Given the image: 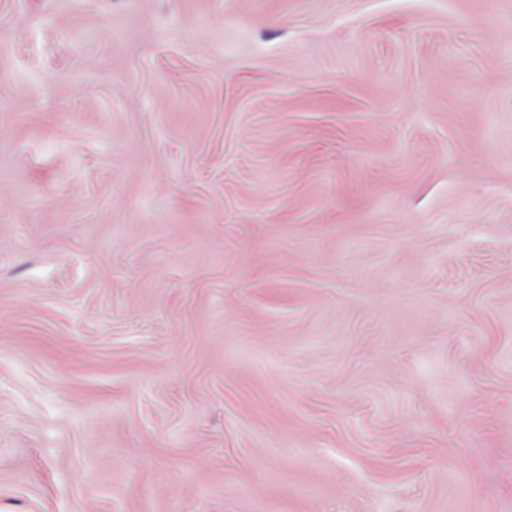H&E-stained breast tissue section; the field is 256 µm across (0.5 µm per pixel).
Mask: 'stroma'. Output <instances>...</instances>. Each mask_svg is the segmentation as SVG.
Segmentation results:
<instances>
[{"instance_id":"35a3bbf8","label":"stroma","mask_w":512,"mask_h":512,"mask_svg":"<svg viewBox=\"0 0 512 512\" xmlns=\"http://www.w3.org/2000/svg\"><path fill=\"white\" fill-rule=\"evenodd\" d=\"M0 512H512V0H0Z\"/></svg>"}]
</instances>
